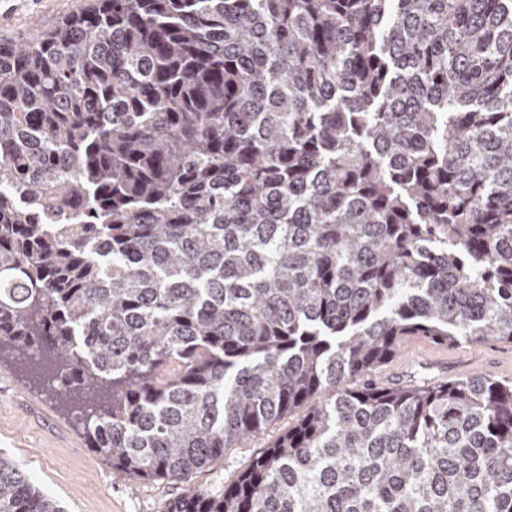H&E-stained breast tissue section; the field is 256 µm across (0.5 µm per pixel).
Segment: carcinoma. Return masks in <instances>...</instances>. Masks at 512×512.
<instances>
[{
    "instance_id": "cac0c4a2",
    "label": "carcinoma",
    "mask_w": 512,
    "mask_h": 512,
    "mask_svg": "<svg viewBox=\"0 0 512 512\" xmlns=\"http://www.w3.org/2000/svg\"><path fill=\"white\" fill-rule=\"evenodd\" d=\"M415 337L512 344V0H90L0 42V353L165 512H512V381H369ZM0 512L65 509L0 453ZM293 416H285L276 426L246 443L226 448L224 458L211 468L199 472L193 479V485L214 493L221 491L224 484L234 480L249 465L252 459L269 443L290 426Z\"/></svg>"
}]
</instances>
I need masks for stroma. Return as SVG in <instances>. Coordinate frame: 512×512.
I'll return each mask as SVG.
<instances>
[{
  "instance_id": "1",
  "label": "stroma",
  "mask_w": 512,
  "mask_h": 512,
  "mask_svg": "<svg viewBox=\"0 0 512 512\" xmlns=\"http://www.w3.org/2000/svg\"><path fill=\"white\" fill-rule=\"evenodd\" d=\"M84 5L85 0H0V39H26ZM379 372L393 382L421 372L445 379L490 374L507 380L512 378V344L488 340L448 348L416 338ZM291 423L284 417L256 438L226 449L223 459L195 476L194 486L221 491ZM0 452L15 459L65 512H164L182 490L172 481L116 476L111 463L90 449L74 415L8 353L0 355Z\"/></svg>"
}]
</instances>
